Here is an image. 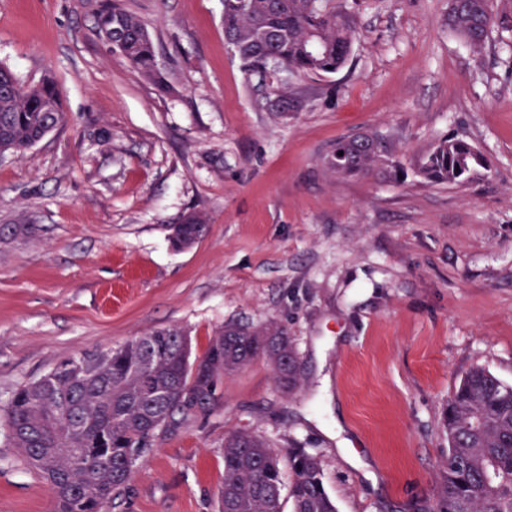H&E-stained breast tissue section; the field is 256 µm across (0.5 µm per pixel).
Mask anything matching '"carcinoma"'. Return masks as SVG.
<instances>
[{"mask_svg": "<svg viewBox=\"0 0 512 512\" xmlns=\"http://www.w3.org/2000/svg\"><path fill=\"white\" fill-rule=\"evenodd\" d=\"M497 24L492 0H448V27L474 51ZM95 28L144 78L158 79L154 44L136 15L103 0ZM224 33L249 72H263L274 62L323 77L347 65L356 24L325 0H224ZM64 122L53 80L23 88L0 66V157L25 154ZM325 164L338 176L369 175L383 172L386 157L375 136L358 133L332 144ZM479 164L477 150L456 135L440 140L417 174L429 184L458 185ZM205 231V218L191 214L170 226L169 240L185 250ZM31 232L29 224L0 225V240ZM259 355L283 392L299 388L292 342L274 322L221 327L193 361L188 336L178 326L94 356L63 359L8 401L14 447L47 481L53 512H106L156 430L220 408L224 377ZM444 421L448 461L437 512H512V386L482 367L469 369L448 397ZM286 465L293 475V512H337L316 457L296 450ZM282 487L281 457L264 438L248 432L224 437L218 512H282Z\"/></svg>", "mask_w": 512, "mask_h": 512, "instance_id": "cac0c4a2", "label": "carcinoma"}]
</instances>
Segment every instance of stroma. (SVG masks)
<instances>
[{"instance_id":"stroma-1","label":"stroma","mask_w":512,"mask_h":512,"mask_svg":"<svg viewBox=\"0 0 512 512\" xmlns=\"http://www.w3.org/2000/svg\"><path fill=\"white\" fill-rule=\"evenodd\" d=\"M100 2L0 0V64L24 86L53 78L66 116L0 157V225L34 227L0 243V512L53 510L10 437L16 389L154 329L184 328L196 358L219 327L270 321L299 390L255 357L219 410L158 431L110 512H217L234 432L318 457L337 512H437L455 384L481 366L512 385V0H494L478 53L449 30L448 0H333L358 37L323 78L246 72L223 0H120L151 34L159 85L100 39ZM358 132L395 176L326 168ZM452 134L485 166L425 183L417 164ZM193 212L205 235L172 249Z\"/></svg>"}]
</instances>
